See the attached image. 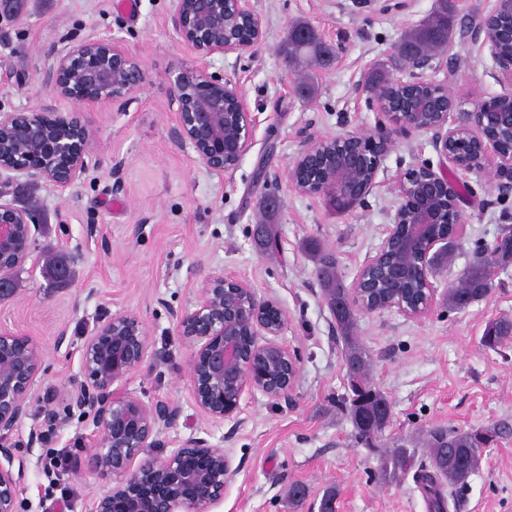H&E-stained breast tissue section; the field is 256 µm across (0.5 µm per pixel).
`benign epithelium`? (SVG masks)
Returning <instances> with one entry per match:
<instances>
[{"label": "benign epithelium", "mask_w": 512, "mask_h": 512, "mask_svg": "<svg viewBox=\"0 0 512 512\" xmlns=\"http://www.w3.org/2000/svg\"><path fill=\"white\" fill-rule=\"evenodd\" d=\"M512 11V0H497L494 10L468 30L470 39L488 52L500 72L512 82V54L500 49V35L489 21ZM245 20L252 38L239 41L224 35L228 25ZM173 31L198 55L199 62L181 67L169 78V106L175 108L173 142L189 146L212 173L222 175L236 168L252 140L253 119L236 83L216 79L208 72L214 55L256 51L263 43L261 17L251 0H176L170 17ZM405 68L415 71L430 66L431 54H413L397 46ZM52 59L45 72L50 97L75 103L59 112L52 104L38 110L0 113V179L24 176L64 190L92 163L91 145L97 129L84 105L111 102L135 94L147 80L140 60L127 53L112 35H91L78 42L60 43L47 52ZM425 85L418 76L394 79L391 85L373 89L384 109H389L390 86ZM397 129L380 127L368 135L348 134L333 139H314L289 169L291 183L301 193L322 195L340 186L354 196H365L376 184L378 157L390 151L396 136L412 132L431 134L434 149L449 163L462 168L451 152L462 133L477 143L476 165L495 153L500 169L512 172V151L502 149L488 134L501 116L479 105L472 112L454 111L453 101L423 122L421 113L409 108L393 112ZM367 142L377 159L368 178L351 179L360 165L358 145ZM334 143L343 155L331 176L312 189L298 182L296 171L304 167L326 144ZM401 202L374 254L362 264L348 299L362 312L398 308L411 319L429 313L434 303L433 255L448 248L455 222L439 232L441 212L433 201L442 195L454 204L458 185L444 173L426 166L407 171L397 183ZM36 224L34 210L20 207L0 192V302L18 294L15 274L32 257ZM415 254L424 286L421 299L408 305L391 301L373 306L366 298L364 275L396 258ZM181 336L193 347L187 361L195 405L212 422H222L240 410L243 394L257 390L274 401H289L298 380L296 358L281 341L287 317L273 298L261 297L246 282L212 274L199 291L193 309L176 315ZM249 337V348L241 343ZM150 347L149 330L135 314L115 315L86 337L81 354V375L63 394L67 413L92 417L95 428L89 467L112 477V486L92 497L90 512H212L224 500V488L234 474L224 449L194 434L169 453L158 456L151 448H163V428L179 417L171 402H146L118 385L145 362ZM42 365L36 343L9 329L0 328V512H18L26 461L17 454L13 434L28 415L29 400ZM41 417L48 426L64 424L56 398H47Z\"/></svg>", "instance_id": "benign-epithelium-1"}]
</instances>
